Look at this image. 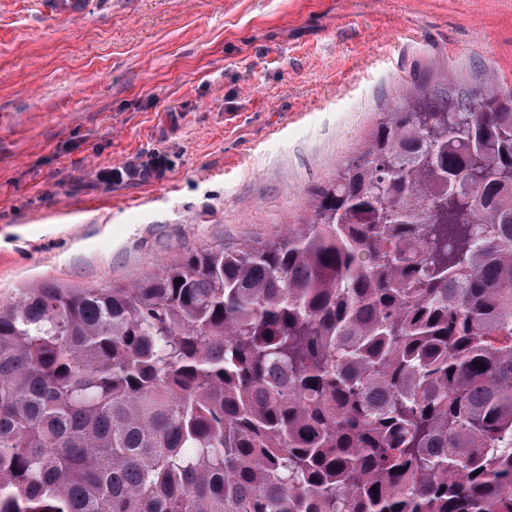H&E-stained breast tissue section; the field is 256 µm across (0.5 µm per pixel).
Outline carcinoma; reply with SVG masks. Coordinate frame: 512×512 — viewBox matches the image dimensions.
<instances>
[{
	"instance_id": "carcinoma-1",
	"label": "carcinoma",
	"mask_w": 512,
	"mask_h": 512,
	"mask_svg": "<svg viewBox=\"0 0 512 512\" xmlns=\"http://www.w3.org/2000/svg\"><path fill=\"white\" fill-rule=\"evenodd\" d=\"M504 89L417 82L283 234L0 305V512H512Z\"/></svg>"
}]
</instances>
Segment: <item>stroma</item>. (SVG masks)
Masks as SVG:
<instances>
[{
  "label": "stroma",
  "instance_id": "35a3bbf8",
  "mask_svg": "<svg viewBox=\"0 0 512 512\" xmlns=\"http://www.w3.org/2000/svg\"><path fill=\"white\" fill-rule=\"evenodd\" d=\"M489 72L512 0H0V304L283 232L417 79ZM86 0H39V12L45 17L69 19L86 11Z\"/></svg>",
  "mask_w": 512,
  "mask_h": 512
}]
</instances>
